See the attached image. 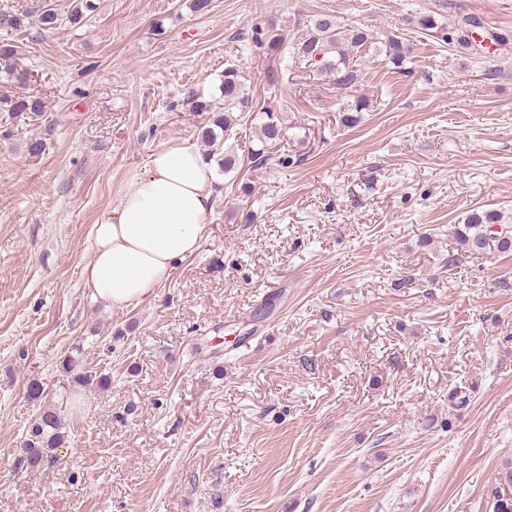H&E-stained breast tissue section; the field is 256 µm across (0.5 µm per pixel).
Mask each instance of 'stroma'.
Returning a JSON list of instances; mask_svg holds the SVG:
<instances>
[{"mask_svg": "<svg viewBox=\"0 0 512 512\" xmlns=\"http://www.w3.org/2000/svg\"><path fill=\"white\" fill-rule=\"evenodd\" d=\"M189 3L101 0L85 24L13 34L16 91L46 110L0 113V512H485L512 461V254L445 260L469 213L512 217V0ZM318 12L403 34L408 74L365 55L372 108L345 128L328 80L291 69L278 162L219 177L197 253L153 295L93 301L89 224L150 152L197 137L171 104L220 98L229 66L267 98L255 32ZM424 14L478 17L483 58ZM77 345L111 383L79 389L52 467L17 470L27 387L57 402Z\"/></svg>", "mask_w": 512, "mask_h": 512, "instance_id": "obj_1", "label": "stroma"}]
</instances>
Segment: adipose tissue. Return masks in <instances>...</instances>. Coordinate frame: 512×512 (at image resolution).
Returning <instances> with one entry per match:
<instances>
[{
  "label": "adipose tissue",
  "instance_id": "1",
  "mask_svg": "<svg viewBox=\"0 0 512 512\" xmlns=\"http://www.w3.org/2000/svg\"><path fill=\"white\" fill-rule=\"evenodd\" d=\"M218 195L212 164L192 140L152 151L89 227L91 253L82 272L89 295L117 308L152 295L198 250Z\"/></svg>",
  "mask_w": 512,
  "mask_h": 512
}]
</instances>
